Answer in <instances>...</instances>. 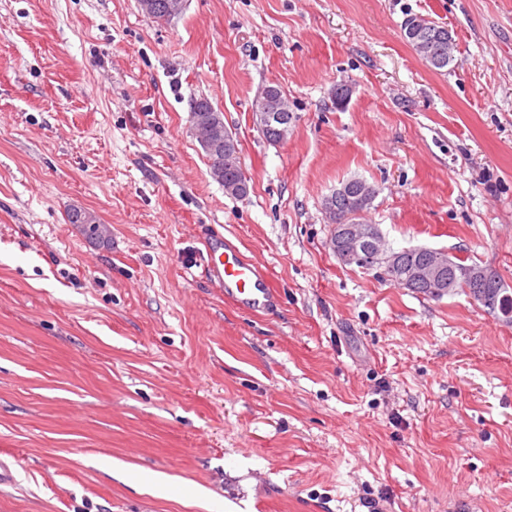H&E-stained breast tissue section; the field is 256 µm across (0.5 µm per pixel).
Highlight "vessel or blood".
I'll return each instance as SVG.
<instances>
[{
    "instance_id": "obj_1",
    "label": "vessel or blood",
    "mask_w": 512,
    "mask_h": 512,
    "mask_svg": "<svg viewBox=\"0 0 512 512\" xmlns=\"http://www.w3.org/2000/svg\"><path fill=\"white\" fill-rule=\"evenodd\" d=\"M205 272L215 286L223 289L225 300L250 312L265 310L275 300L266 275L232 243L215 244L207 254Z\"/></svg>"
}]
</instances>
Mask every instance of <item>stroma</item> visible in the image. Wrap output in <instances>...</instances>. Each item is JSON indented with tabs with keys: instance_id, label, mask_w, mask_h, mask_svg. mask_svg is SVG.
Returning <instances> with one entry per match:
<instances>
[{
	"instance_id": "obj_1",
	"label": "stroma",
	"mask_w": 512,
	"mask_h": 512,
	"mask_svg": "<svg viewBox=\"0 0 512 512\" xmlns=\"http://www.w3.org/2000/svg\"><path fill=\"white\" fill-rule=\"evenodd\" d=\"M410 13L453 34L446 73ZM269 85L294 112L277 145L252 121ZM199 97L246 199L210 175ZM351 178L393 248L512 287V0H187L159 23L0 0V512H512V323L342 265L322 201ZM219 237L265 268L267 311L208 282ZM417 22L414 26L419 27L425 32L431 33V37L423 36H410L403 30L405 41L412 46L413 50L419 58L429 68L438 72H447L448 67L455 60V40L450 32V39L448 40V28L444 25H439L436 22L426 20L420 15H407L402 22V29ZM438 59L445 62L440 64ZM211 101L208 98L200 97L191 101L189 107V117L190 123L194 122L195 119H198L200 122H210L213 124L214 128L217 131H221V137H218V141L221 144L220 153L218 155L219 158H215L212 153L208 152L206 149H210L212 151L215 150V140L213 138V133L209 127L196 124L193 126L192 131L196 138L199 140L202 147L206 148L204 152L208 158L210 174L212 177L222 186L226 185L232 178L236 176L237 173L241 171V158L240 151L231 150L230 153L226 156L224 163V135H226L229 139L235 141L238 145V140L234 137L233 133L224 127V114L221 110L215 108L213 110ZM214 106V105H213ZM211 161H213L211 163ZM219 163L221 165L220 171L216 172L215 167L216 164ZM68 222L70 224H81L87 237L98 238L106 232V227L100 223L95 215L81 208L72 209L68 213Z\"/></svg>"
}]
</instances>
